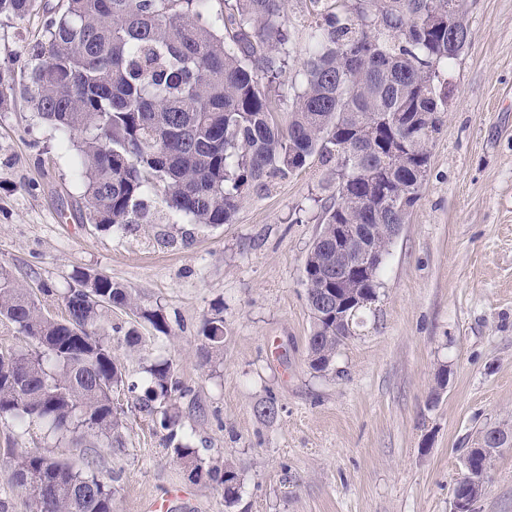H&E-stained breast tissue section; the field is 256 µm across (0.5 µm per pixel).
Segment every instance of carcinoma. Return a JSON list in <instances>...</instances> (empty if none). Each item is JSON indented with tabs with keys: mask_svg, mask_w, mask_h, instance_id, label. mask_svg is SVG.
Returning <instances> with one entry per match:
<instances>
[{
	"mask_svg": "<svg viewBox=\"0 0 512 512\" xmlns=\"http://www.w3.org/2000/svg\"><path fill=\"white\" fill-rule=\"evenodd\" d=\"M341 2L311 34L286 126L272 108L291 44L285 0H58L23 83L36 117L73 141L81 218L103 230L127 229L149 193L198 224H229L252 189L296 173L315 154L334 162L333 204L304 266L316 372L329 371L354 334L351 316L336 320V279L346 274L336 225L364 224L378 244L383 225L406 223L448 111L443 69L470 37L464 12L448 30V0ZM36 8L37 0H0V15L20 21ZM370 122L372 136L359 139ZM62 300L65 316L45 317L29 287L0 266V324L31 342L0 352V422L42 424L58 443L120 449L126 420L114 394L139 389L176 459L234 507L241 469L200 456L178 435L176 400L187 387L172 363L146 367L140 386L98 333L117 307L139 311L167 337L163 311L139 310L127 289L89 273L75 276ZM201 334L221 347L223 316L205 319ZM119 340L131 356L142 336L133 327ZM12 470L30 512H112V476L91 467L35 448L13 455Z\"/></svg>",
	"mask_w": 512,
	"mask_h": 512,
	"instance_id": "obj_1",
	"label": "carcinoma"
}]
</instances>
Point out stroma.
I'll list each match as a JSON object with an SVG mask.
<instances>
[{"mask_svg":"<svg viewBox=\"0 0 512 512\" xmlns=\"http://www.w3.org/2000/svg\"><path fill=\"white\" fill-rule=\"evenodd\" d=\"M287 12L288 86L321 16L312 0H288ZM467 20L421 199L389 248L375 302L326 373L309 366L303 268L332 203L333 164L312 156L247 194L229 224H196L151 194L130 229L102 231L80 217L77 155L62 132L38 121L22 93L0 109V266L56 317L79 271L161 308L169 339L120 309L101 331L137 326L143 341L127 374L144 378L170 359L189 388L177 401L181 432L202 457L244 474L240 501L225 510L221 490L189 481L164 430L124 391L119 450L0 424V495L11 512H29L9 464L27 448L115 476L114 512H151L158 499L167 512H454L464 449L486 428L512 426V0H467ZM41 38L40 15L0 16V70L20 76ZM217 311L220 350L200 334ZM271 396L277 414L259 416ZM474 512H512V448L494 456Z\"/></svg>","mask_w":512,"mask_h":512,"instance_id":"obj_1","label":"stroma"}]
</instances>
